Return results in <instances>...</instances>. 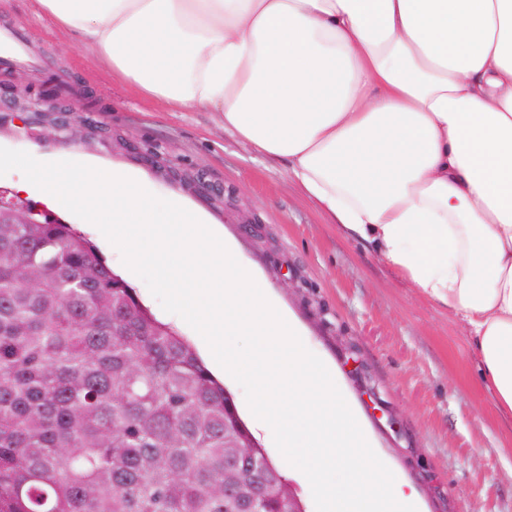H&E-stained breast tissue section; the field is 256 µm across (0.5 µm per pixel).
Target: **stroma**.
Returning a JSON list of instances; mask_svg holds the SVG:
<instances>
[{"instance_id": "35a3bbf8", "label": "stroma", "mask_w": 512, "mask_h": 512, "mask_svg": "<svg viewBox=\"0 0 512 512\" xmlns=\"http://www.w3.org/2000/svg\"><path fill=\"white\" fill-rule=\"evenodd\" d=\"M26 60L0 54V147L48 162L60 153L144 174L221 225L243 261L269 282L311 352L336 371L378 457L417 494L419 512H512V422L478 384L467 329L424 302L361 243L344 238L290 178L211 112H175L113 82L111 70L56 26L35 0L0 6ZM50 86L52 112H16L13 87ZM87 103L76 112L75 102ZM86 234L112 270L187 340L120 253L85 220L50 205Z\"/></svg>"}]
</instances>
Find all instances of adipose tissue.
I'll list each match as a JSON object with an SVG mask.
<instances>
[{
	"label": "adipose tissue",
	"mask_w": 512,
	"mask_h": 512,
	"mask_svg": "<svg viewBox=\"0 0 512 512\" xmlns=\"http://www.w3.org/2000/svg\"><path fill=\"white\" fill-rule=\"evenodd\" d=\"M144 98L215 112L458 316L512 418V0H39Z\"/></svg>",
	"instance_id": "ef3b65f1"
}]
</instances>
